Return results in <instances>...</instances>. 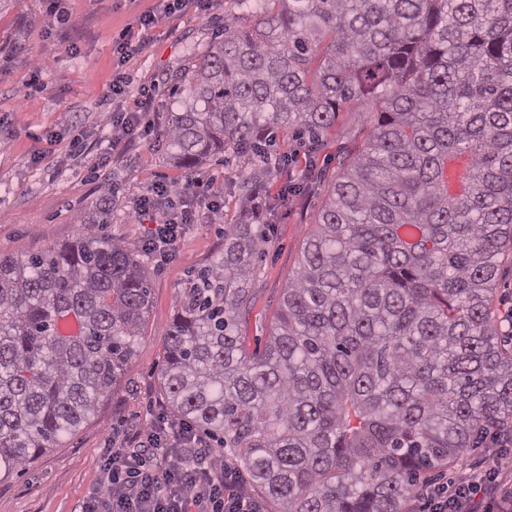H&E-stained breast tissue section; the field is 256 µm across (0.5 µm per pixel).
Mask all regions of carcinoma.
Returning <instances> with one entry per match:
<instances>
[{
  "label": "carcinoma",
  "instance_id": "carcinoma-1",
  "mask_svg": "<svg viewBox=\"0 0 512 512\" xmlns=\"http://www.w3.org/2000/svg\"><path fill=\"white\" fill-rule=\"evenodd\" d=\"M173 85L191 172L254 163L224 253L178 291L167 409L232 450L277 512H405L421 473L512 439V347L492 300L512 248V0H257ZM361 112L267 345L239 335L267 238L278 130L316 145ZM0 254V476L74 432L127 373L148 266L105 226Z\"/></svg>",
  "mask_w": 512,
  "mask_h": 512
}]
</instances>
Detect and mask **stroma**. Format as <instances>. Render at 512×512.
Returning <instances> with one entry per match:
<instances>
[{
    "label": "stroma",
    "instance_id": "stroma-1",
    "mask_svg": "<svg viewBox=\"0 0 512 512\" xmlns=\"http://www.w3.org/2000/svg\"><path fill=\"white\" fill-rule=\"evenodd\" d=\"M156 0H66L65 23L47 11L46 0H0V252L22 255L72 242L80 220L90 219L102 201V184L115 187L109 233L131 250L144 248L151 224L166 219L165 208L138 214V201L158 180L184 181L189 172L164 137L167 112L175 108L170 79L192 70L220 36L224 22L245 16L239 0H217L206 18L185 15L163 21L152 46L125 65L128 96L109 90L112 37ZM44 61L39 83L29 73ZM154 86L157 113L148 131L113 145L112 111L141 88ZM366 128L361 114L340 113L314 160L290 133L280 132L272 156H285L301 184L288 198L278 195L280 174L267 183L271 220L268 244L253 267L254 294L239 329L251 348L270 334L283 290L298 268L343 152L357 151ZM251 170L248 161L217 155L200 173L224 200L209 223L190 228L176 263L146 255L151 300L141 340L125 378L91 416L60 445L29 463L15 477L0 480V512H76L102 479L107 449L120 448L130 430L149 427L166 410L161 369L164 330L177 310V291L199 267L224 250V225L239 210L237 187Z\"/></svg>",
    "mask_w": 512,
    "mask_h": 512
}]
</instances>
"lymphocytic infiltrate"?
Wrapping results in <instances>:
<instances>
[{
  "label": "lymphocytic infiltrate",
  "instance_id": "lymphocytic-infiltrate-1",
  "mask_svg": "<svg viewBox=\"0 0 512 512\" xmlns=\"http://www.w3.org/2000/svg\"><path fill=\"white\" fill-rule=\"evenodd\" d=\"M213 0H159L155 9L140 13L112 40L119 65L112 73L113 95L125 94L130 85L121 64L151 46L152 29L165 18L193 12L203 17ZM193 198L196 206L153 225L150 250L161 261L178 258V242L187 225L207 223L216 203L210 181L194 177L185 182L152 184L141 196L140 213L151 212L158 200ZM493 445L485 471L453 480L444 486L424 488L419 512H512V495H497L499 470L511 464L496 449L501 439L491 434ZM104 479L84 501L81 512H266L263 502L250 494L239 472L222 461L217 450L181 425L152 424L128 434L102 465Z\"/></svg>",
  "mask_w": 512,
  "mask_h": 512
}]
</instances>
